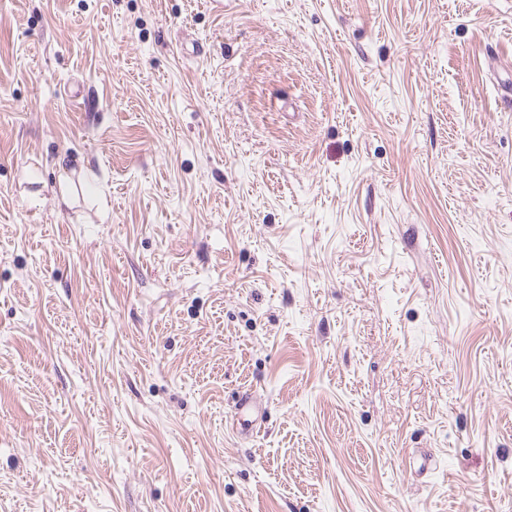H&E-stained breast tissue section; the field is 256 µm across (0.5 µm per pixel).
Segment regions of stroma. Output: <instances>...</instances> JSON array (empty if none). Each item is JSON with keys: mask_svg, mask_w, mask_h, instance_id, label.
Returning <instances> with one entry per match:
<instances>
[{"mask_svg": "<svg viewBox=\"0 0 512 512\" xmlns=\"http://www.w3.org/2000/svg\"><path fill=\"white\" fill-rule=\"evenodd\" d=\"M499 57L512 0H0V512H512ZM236 414L250 423L257 422L262 415L261 399L253 392H243L237 403Z\"/></svg>", "mask_w": 512, "mask_h": 512, "instance_id": "stroma-1", "label": "stroma"}]
</instances>
